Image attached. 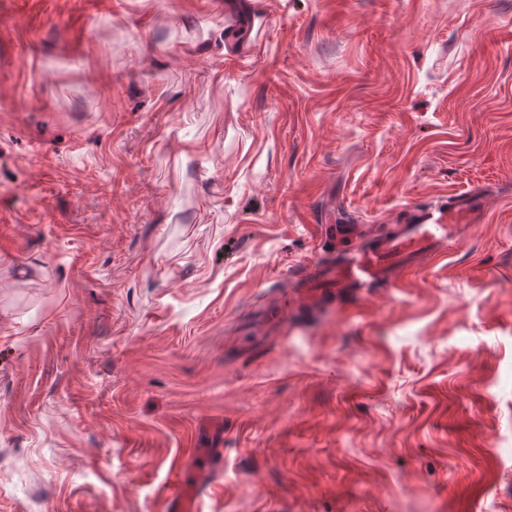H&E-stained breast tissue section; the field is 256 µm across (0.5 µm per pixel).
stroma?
<instances>
[{
  "instance_id": "stroma-1",
  "label": "stroma",
  "mask_w": 512,
  "mask_h": 512,
  "mask_svg": "<svg viewBox=\"0 0 512 512\" xmlns=\"http://www.w3.org/2000/svg\"><path fill=\"white\" fill-rule=\"evenodd\" d=\"M196 448L203 512H512V0H0V512H162ZM483 213L474 197L450 208L422 209L416 224H405L393 235L342 252L335 263L312 265L302 288H336V293L362 296L367 288L392 283L398 272L419 267L423 255L442 253L457 238L460 224L478 223Z\"/></svg>"
}]
</instances>
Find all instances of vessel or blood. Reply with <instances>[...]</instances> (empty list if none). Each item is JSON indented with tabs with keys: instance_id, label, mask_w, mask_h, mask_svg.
I'll return each mask as SVG.
<instances>
[{
	"instance_id": "obj_1",
	"label": "vessel or blood",
	"mask_w": 512,
	"mask_h": 512,
	"mask_svg": "<svg viewBox=\"0 0 512 512\" xmlns=\"http://www.w3.org/2000/svg\"><path fill=\"white\" fill-rule=\"evenodd\" d=\"M483 213L474 197L449 208L422 209L416 223L404 225L393 235L342 252L335 263L312 265L302 285L362 296L366 289L392 283L398 272L419 267L422 256L442 253L457 238L461 225L478 223ZM222 454L219 448L194 449V457L204 460L205 466L191 478L182 471L174 474L163 512H201L203 499L214 485L211 463Z\"/></svg>"
}]
</instances>
